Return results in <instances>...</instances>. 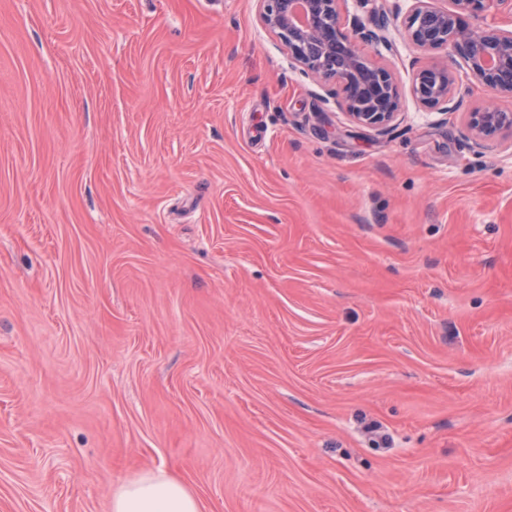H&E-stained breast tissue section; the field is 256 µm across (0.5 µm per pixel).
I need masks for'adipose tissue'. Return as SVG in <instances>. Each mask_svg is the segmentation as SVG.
<instances>
[{
    "label": "adipose tissue",
    "mask_w": 512,
    "mask_h": 512,
    "mask_svg": "<svg viewBox=\"0 0 512 512\" xmlns=\"http://www.w3.org/2000/svg\"><path fill=\"white\" fill-rule=\"evenodd\" d=\"M111 512H203V503L167 469L155 467L113 491Z\"/></svg>",
    "instance_id": "ef3b65f1"
}]
</instances>
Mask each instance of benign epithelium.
Returning a JSON list of instances; mask_svg holds the SVG:
<instances>
[{
	"label": "benign epithelium",
	"mask_w": 512,
	"mask_h": 512,
	"mask_svg": "<svg viewBox=\"0 0 512 512\" xmlns=\"http://www.w3.org/2000/svg\"><path fill=\"white\" fill-rule=\"evenodd\" d=\"M259 2L262 26L288 49L299 73L319 84L335 85L336 107L351 123L380 135L395 126L401 94L394 73L373 62L359 43L373 46L380 55L392 50L394 32L414 50L437 55L413 76L410 92L421 106L455 111L459 67L484 90L512 97V28L464 23L466 16L512 13V0H452L451 9L435 7L431 0H403L391 7L388 0H379L369 22L353 18L351 35L343 30V0ZM466 125L478 143L512 137V112L481 108L467 113Z\"/></svg>",
	"instance_id": "1"
}]
</instances>
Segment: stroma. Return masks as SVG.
I'll return each mask as SVG.
<instances>
[{
  "label": "stroma",
  "instance_id": "obj_1",
  "mask_svg": "<svg viewBox=\"0 0 512 512\" xmlns=\"http://www.w3.org/2000/svg\"><path fill=\"white\" fill-rule=\"evenodd\" d=\"M381 136L258 0H0V512H512V99ZM466 125L476 143L505 135L512 138V112L496 107L467 112ZM199 497L167 469L141 471L112 492L111 512H203Z\"/></svg>",
  "mask_w": 512,
  "mask_h": 512
}]
</instances>
